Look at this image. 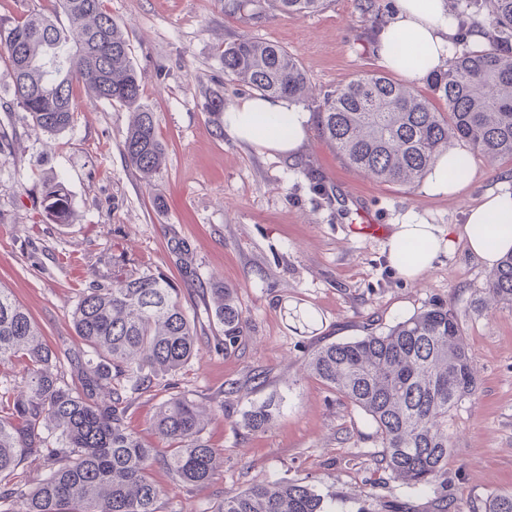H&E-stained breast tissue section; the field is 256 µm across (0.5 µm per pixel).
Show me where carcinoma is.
Returning <instances> with one entry per match:
<instances>
[{
    "instance_id": "carcinoma-1",
    "label": "carcinoma",
    "mask_w": 512,
    "mask_h": 512,
    "mask_svg": "<svg viewBox=\"0 0 512 512\" xmlns=\"http://www.w3.org/2000/svg\"><path fill=\"white\" fill-rule=\"evenodd\" d=\"M463 14L486 12L489 45L464 51L428 78L443 100L439 112L410 86L383 73L361 75L325 95L320 133L352 169L380 182L412 186L439 154L464 142L484 157H512V0H461ZM285 15L322 11L327 0H273ZM0 60L10 72L14 103L50 137L74 124L73 85L90 99L130 113L122 144L128 164L152 179L165 162L130 41L102 0H49L13 20L0 19ZM230 86L299 100L308 91L297 58L282 46L243 35L221 50ZM47 210L70 214L60 185L46 187ZM211 316L236 353L249 321L235 289L202 282ZM476 307L512 308V252L488 274ZM78 344L53 347L27 310L0 287V365L26 362L18 382L0 381V512H159L161 465L194 487L217 475L215 449L204 438L200 403L186 393L159 406L153 429L172 447L159 457L125 423L134 394L155 378L175 375L197 355V328L181 290L161 271L127 270L112 257V274L79 291L72 314ZM304 371L363 410L374 424L375 467L412 487H448V416L476 396L472 358L458 315L434 301L385 332L324 344L304 358ZM279 404L269 399L242 416L264 433ZM38 463L35 487L20 480ZM217 512H328L311 486L281 480L224 495ZM486 512H512V494H496Z\"/></svg>"
}]
</instances>
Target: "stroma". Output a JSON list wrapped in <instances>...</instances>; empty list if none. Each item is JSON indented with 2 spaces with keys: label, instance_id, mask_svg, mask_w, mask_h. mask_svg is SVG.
<instances>
[{
  "label": "stroma",
  "instance_id": "obj_1",
  "mask_svg": "<svg viewBox=\"0 0 512 512\" xmlns=\"http://www.w3.org/2000/svg\"><path fill=\"white\" fill-rule=\"evenodd\" d=\"M128 32L142 101L155 114L165 164L144 180L122 155L129 116L116 105L78 103L72 130L49 138L12 103L0 62V131L13 137L0 154V286L11 289L51 344H76L72 311L98 259L121 255L130 266L162 270L197 315L198 353L175 381L203 402H223L204 436L219 454L211 485L192 487L163 467L160 512H216L225 493L288 479L315 486L330 512H433L434 495L375 469L371 419L302 368L314 347L384 331L430 301L460 317L479 390L448 417V495L462 512H483L486 499L512 493V310H477L489 273L465 245L443 256L419 281L391 268L384 236L360 234L364 216L390 226L413 214L443 229L462 226L469 208L512 189V159L471 154V178L454 196L368 179L347 167L311 123L295 157L259 151L220 135L205 112L220 91L225 105L248 88L225 85L219 49L243 34L274 42L305 69L317 114L325 92L378 69L365 38L370 27L356 0H331L315 15H285L271 4L253 15L224 0H104ZM61 184L66 221L44 209L43 186ZM236 290L250 319L244 346L219 350L203 280ZM170 391L165 380L134 399L129 428L167 453L151 423ZM275 399L280 414L252 434L240 420L249 403Z\"/></svg>",
  "mask_w": 512,
  "mask_h": 512
}]
</instances>
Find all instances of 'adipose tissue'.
Segmentation results:
<instances>
[{"instance_id": "adipose-tissue-1", "label": "adipose tissue", "mask_w": 512, "mask_h": 512, "mask_svg": "<svg viewBox=\"0 0 512 512\" xmlns=\"http://www.w3.org/2000/svg\"><path fill=\"white\" fill-rule=\"evenodd\" d=\"M488 40L486 28L461 31L457 21L448 17V0H393L376 34V53L385 69L409 82L421 83L443 67L460 44L481 48ZM309 119L308 112L289 99L254 95L240 98L226 109L224 128L237 140L289 155L303 146ZM470 176L467 153L452 148L443 152L427 173L426 190L432 195L454 194ZM460 239L490 267L512 252V191L487 193L481 204L469 209L465 224L456 233L443 232L417 216H406L388 235V261L400 277L414 281L440 256L453 252ZM405 241L423 245L409 261L403 260L400 250Z\"/></svg>"}]
</instances>
